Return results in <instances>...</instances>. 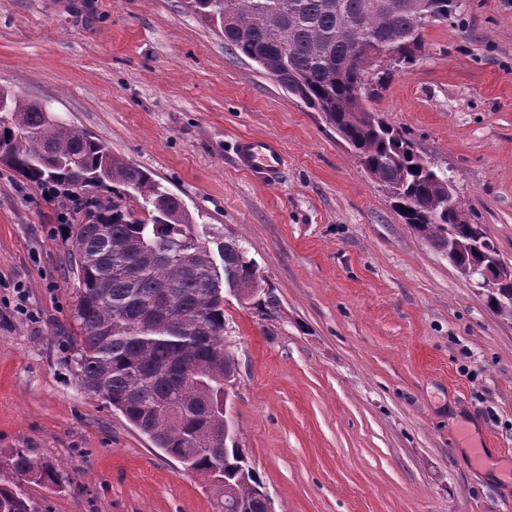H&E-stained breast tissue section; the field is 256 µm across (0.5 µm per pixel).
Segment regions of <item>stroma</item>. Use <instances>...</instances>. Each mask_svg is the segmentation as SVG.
Here are the masks:
<instances>
[{
	"label": "stroma",
	"mask_w": 512,
	"mask_h": 512,
	"mask_svg": "<svg viewBox=\"0 0 512 512\" xmlns=\"http://www.w3.org/2000/svg\"><path fill=\"white\" fill-rule=\"evenodd\" d=\"M419 61L369 101L456 179L512 264V0H459ZM0 85L151 171L243 241L281 311L224 301L226 417L272 512H505L512 322L403 224L347 145L184 0H0ZM272 137L286 169L236 168ZM59 202L0 162V452L55 465L35 512H215L70 360L77 283ZM284 149L277 139L241 137L235 147L237 167L255 180L272 185L279 182L284 168Z\"/></svg>",
	"instance_id": "stroma-1"
}]
</instances>
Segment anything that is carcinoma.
I'll list each match as a JSON object with an SVG mask.
<instances>
[{"label": "carcinoma", "mask_w": 512, "mask_h": 512, "mask_svg": "<svg viewBox=\"0 0 512 512\" xmlns=\"http://www.w3.org/2000/svg\"><path fill=\"white\" fill-rule=\"evenodd\" d=\"M186 0L203 24L224 35L228 49L254 61L288 93L336 130L353 156L387 191L395 212L443 258L472 267V233L457 194L447 197L445 171L421 164L406 133L365 110L358 97L378 95L395 68L419 58L418 15L452 18L458 0ZM380 44L396 63L361 53ZM286 50L275 59L269 50ZM9 110L0 119V157L36 187L64 196L104 188L112 196L76 205L66 224L77 280L78 334L71 361L87 393L120 413L153 446L180 459L184 469L222 487L217 512H264L261 482L245 449L223 440L224 452H206L224 435V378L235 361L224 342V294L263 318L280 309L275 288L242 242L222 238L216 262L195 217L149 171L112 152L105 141L64 121L42 103L0 87ZM488 306L512 321V287L484 294ZM18 478L54 484V465L13 448L5 457ZM0 512H32L15 483L0 484Z\"/></svg>", "instance_id": "carcinoma-1"}]
</instances>
